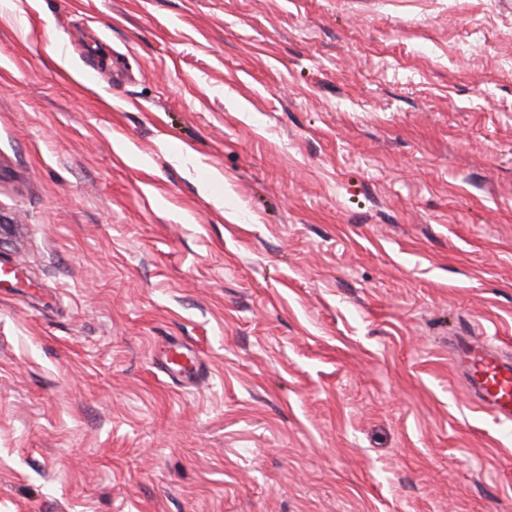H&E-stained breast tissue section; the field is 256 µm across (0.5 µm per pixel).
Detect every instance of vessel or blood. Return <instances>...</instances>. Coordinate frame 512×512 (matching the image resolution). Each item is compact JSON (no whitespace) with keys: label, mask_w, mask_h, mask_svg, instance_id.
I'll return each mask as SVG.
<instances>
[{"label":"vessel or blood","mask_w":512,"mask_h":512,"mask_svg":"<svg viewBox=\"0 0 512 512\" xmlns=\"http://www.w3.org/2000/svg\"><path fill=\"white\" fill-rule=\"evenodd\" d=\"M448 353L461 367L478 408L491 415L503 431L512 430V360L477 337L459 333L449 338ZM161 363L171 379L186 385L194 383L202 368L195 349L182 341L165 347Z\"/></svg>","instance_id":"b4317fda"}]
</instances>
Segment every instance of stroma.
I'll use <instances>...</instances> for the list:
<instances>
[{"label": "stroma", "mask_w": 512, "mask_h": 512, "mask_svg": "<svg viewBox=\"0 0 512 512\" xmlns=\"http://www.w3.org/2000/svg\"><path fill=\"white\" fill-rule=\"evenodd\" d=\"M0 266V512H512V0H0ZM448 338V353L461 367L463 380L478 408L491 415L506 433L512 425V360L476 336ZM168 376L184 385H192L201 372V360L195 349L183 341L170 342L161 354Z\"/></svg>", "instance_id": "obj_1"}]
</instances>
